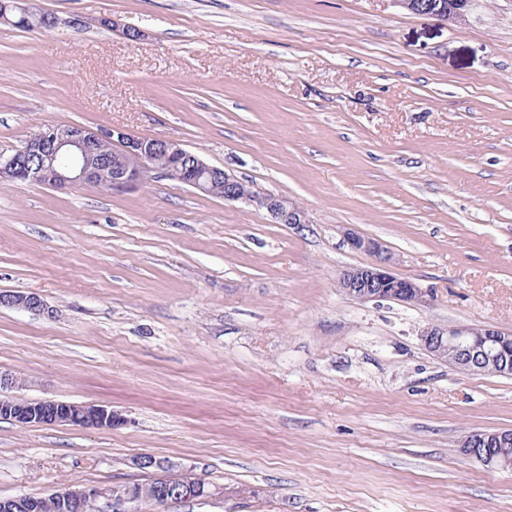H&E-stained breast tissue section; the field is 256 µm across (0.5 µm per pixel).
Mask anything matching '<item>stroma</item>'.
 <instances>
[{
  "mask_svg": "<svg viewBox=\"0 0 512 512\" xmlns=\"http://www.w3.org/2000/svg\"><path fill=\"white\" fill-rule=\"evenodd\" d=\"M33 3L70 24L0 23V154L44 124L172 138L309 221L165 179L0 180V292L50 309L0 305V372L123 419L0 420V498L141 483L151 456L208 491L153 512H512V471L458 452L512 429V377L419 337L512 332V0L460 23L392 0ZM348 227L427 303L342 293L372 261ZM0 305L21 308L30 312H50L42 297L34 292L0 294Z\"/></svg>",
  "mask_w": 512,
  "mask_h": 512,
  "instance_id": "obj_1",
  "label": "stroma"
}]
</instances>
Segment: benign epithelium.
Returning <instances> with one entry per match:
<instances>
[{
    "instance_id": "1",
    "label": "benign epithelium",
    "mask_w": 512,
    "mask_h": 512,
    "mask_svg": "<svg viewBox=\"0 0 512 512\" xmlns=\"http://www.w3.org/2000/svg\"><path fill=\"white\" fill-rule=\"evenodd\" d=\"M33 17L37 10L27 0H0V20L14 13ZM115 146L112 161L100 153L102 144ZM190 175L184 184L203 192H222L227 202H242L264 209L276 224H307L299 205L244 182L223 169L207 164L176 140L142 137L123 128L91 130L81 126L40 128L13 153L0 156V177L48 185L57 189L73 185L122 190L145 186L168 174L167 167ZM351 248L375 258L368 266L345 271L338 288L361 301L392 300L409 306L427 302L428 293L413 280L392 271V255L373 238L352 229L345 231ZM0 305L43 313L47 305L34 292L0 294ZM424 348L436 359L466 372L493 368L512 376V334L492 325L479 328L429 326L420 333ZM15 376L0 372V418L19 425H72L112 428L117 422L112 409L57 400H33L10 393L17 388ZM460 453L492 469H512V430L473 431L461 440ZM208 495L202 484L162 485L155 490L158 504L185 502ZM104 498L113 512H141L146 500L131 491L111 488L65 490L60 493L66 512H85L90 501ZM136 504L131 509L129 505Z\"/></svg>"
}]
</instances>
